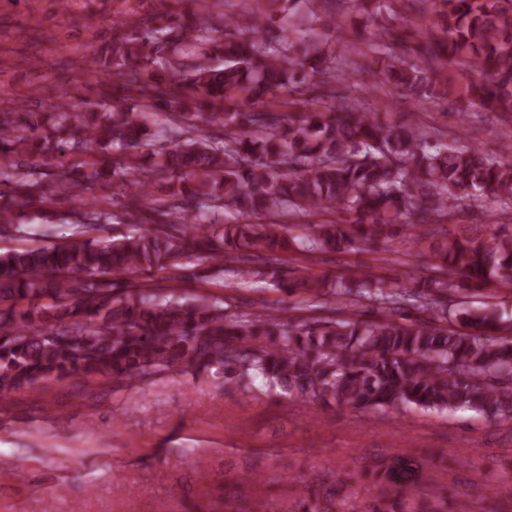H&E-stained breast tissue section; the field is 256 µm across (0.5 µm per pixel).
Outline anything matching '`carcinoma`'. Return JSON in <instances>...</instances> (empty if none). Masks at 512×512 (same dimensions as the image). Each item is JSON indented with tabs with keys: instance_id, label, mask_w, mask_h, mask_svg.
<instances>
[{
	"instance_id": "carcinoma-1",
	"label": "carcinoma",
	"mask_w": 512,
	"mask_h": 512,
	"mask_svg": "<svg viewBox=\"0 0 512 512\" xmlns=\"http://www.w3.org/2000/svg\"><path fill=\"white\" fill-rule=\"evenodd\" d=\"M429 3L426 28L405 52L390 27L402 10ZM298 0H253L214 24L220 0L193 17L132 13L125 29L91 58L88 69L112 81L110 101L88 111L64 94L55 112H0V239H22L33 202L89 201L69 235L51 245L0 248V393L71 377L145 380L164 373L211 371L224 393L246 394L262 379L280 398L376 411L467 408L512 419V319L499 304L478 308L457 294L491 280L512 285V233L487 238L437 235L461 203L489 194L512 209V146L490 155L437 137L409 120L388 123L359 97H328L326 111L296 116L253 102L328 86L354 58L380 55L382 81L416 98H452L512 113V0H309L312 14L335 18L342 55H328L296 19ZM358 9L373 21L363 34L344 30ZM220 57L223 63L215 64ZM173 112L174 124L145 164L130 153L153 141L149 118ZM127 150L102 162L68 153ZM180 178L179 211L145 207L157 184ZM133 192L128 211L100 205L97 191ZM349 219L290 224L300 215ZM239 219L210 233L201 221ZM141 224L114 239L112 224ZM403 230L427 241L429 276L419 288L349 270L333 283L309 275L276 288L313 303L327 294L341 316L316 326L261 312L227 314L208 295H162L130 273L201 278L197 259L238 284L239 252L372 250ZM378 308L367 320L355 308ZM411 305L427 322L392 314ZM374 491L359 510L332 491L299 499L296 512H471L448 486L380 463L357 474Z\"/></svg>"
}]
</instances>
